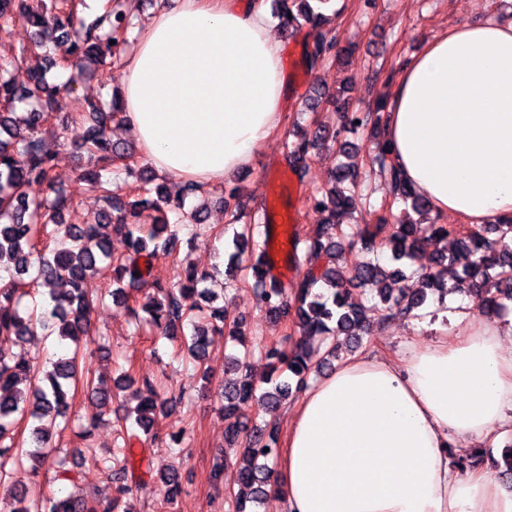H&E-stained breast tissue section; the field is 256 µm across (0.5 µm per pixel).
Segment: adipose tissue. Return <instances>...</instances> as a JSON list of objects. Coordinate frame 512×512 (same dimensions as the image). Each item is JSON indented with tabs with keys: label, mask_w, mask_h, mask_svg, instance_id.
<instances>
[{
	"label": "adipose tissue",
	"mask_w": 512,
	"mask_h": 512,
	"mask_svg": "<svg viewBox=\"0 0 512 512\" xmlns=\"http://www.w3.org/2000/svg\"><path fill=\"white\" fill-rule=\"evenodd\" d=\"M264 0H159L131 48L125 125L159 173L217 185L281 133L288 96ZM390 161L436 215L512 219V21L447 30L402 70ZM400 355L362 352L288 408L272 493L285 512H512V488L451 444L512 426V316L467 309Z\"/></svg>",
	"instance_id": "adipose-tissue-1"
}]
</instances>
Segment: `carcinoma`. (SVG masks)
I'll use <instances>...</instances> for the list:
<instances>
[{"label":"carcinoma","mask_w":512,"mask_h":512,"mask_svg":"<svg viewBox=\"0 0 512 512\" xmlns=\"http://www.w3.org/2000/svg\"><path fill=\"white\" fill-rule=\"evenodd\" d=\"M0 0V22L19 24L34 29V45L40 48L47 66L30 74L28 85H20L15 71L22 65L27 49L0 52V500L9 498V512H123L121 497L106 500L92 496H46L29 488L18 489L10 484L12 471L31 463L33 471L45 467L61 468L65 458L52 456L50 430L65 433L76 426L86 425L82 432L89 438V429L105 421L108 408L134 385L129 371H122L113 385L104 383L92 368L97 331L86 318L89 299L84 284L95 275L109 280L106 295L113 304L131 311L134 316L144 313L141 320L170 340L183 335L178 353H186L201 367L202 377L209 370L210 345L215 335H242L243 321L234 320L224 328V307H213L204 313L200 301L208 300L210 290L201 287L207 275L185 267L184 278L163 285L150 280L152 259L158 249L174 250L177 225L170 222L171 201L156 176L144 166L123 165L125 173L134 178L124 191L112 178L100 170L82 171L77 183L85 192L99 195L106 208L90 224L62 223L65 210L76 203L77 192L67 189L55 172L54 156L44 145L43 134L58 111L60 101L74 90V84L85 78L91 66L119 55L129 44L131 28L129 0H107L104 11L88 23L78 11L76 0ZM330 0H271L272 11L284 26L296 30L303 25L318 31L307 50L311 66L332 61L341 53L336 32L328 25L323 12ZM115 44H110V41ZM68 45L64 55L54 48ZM69 73L68 80L59 83L48 77L50 71ZM25 112L18 113L20 105ZM384 101H377L368 112H346L343 124L353 129L368 128L378 140V152L373 162L389 176L395 197L411 202L418 215H429L427 201L406 185L398 172L388 164L389 146L385 122L380 112ZM121 98L98 101L75 113L71 120L86 125V136L80 146L90 160L108 163L134 157V150L112 141L110 125L123 122ZM286 144L289 164L302 174L307 162L324 147L327 135L294 134ZM338 179L349 183V193L335 189L314 194L310 199L313 210L324 215L316 237L304 241L307 251L324 259L319 273L306 272L288 286L267 276L265 258L268 240L258 248H250L249 237L239 235L233 242L234 251L227 253V272L234 276L240 268L249 271L254 285L261 290L268 312L291 317L297 333L303 336H323L332 344L321 357H316L300 339L291 348L279 343L262 347L269 376L255 381L248 373L246 360L232 361L234 377L224 384L221 398L224 405V438L229 447L240 455L238 475L248 489L247 495L236 498L235 512H250L247 504L257 505L267 495V486L278 456V426L268 422L258 432H248L240 420L239 405L256 402L270 411L289 396L308 386V375L315 367L330 362L336 356L339 340L352 339L365 333L376 323L391 315L409 316L421 308L427 294L440 297L448 294L447 258L435 261V267L421 274L422 288L407 292L398 287L405 276L403 262L412 258L426 235L446 236L448 227L428 222L423 224L405 215L393 225L385 241L367 228L350 235L348 248L366 252L386 249L390 252L388 268L368 262L350 267L345 247L336 241L340 235V219L354 207V192L359 180V167L350 162L339 167ZM156 212L152 222L141 223L142 210ZM121 231L127 253L115 258L110 247L109 229ZM512 223L475 227L459 239L466 259L459 278L458 291L467 294L485 312H495L503 301L512 302V247L507 241ZM49 288V294L38 299L37 285ZM368 288L379 297L370 305L358 301L347 285ZM145 285L152 289L148 301L136 309L130 304L126 288ZM192 326V334L184 328ZM55 335L71 344L69 353L46 364L18 359L8 344L24 342L38 334ZM86 402L83 412L73 413L78 393ZM137 405L123 420L133 421L144 435L154 440V427L165 416L167 405L176 406L185 399L183 392L163 395L151 383L146 393L136 389ZM29 426L28 435L19 437L16 428ZM121 443L102 455L94 454L90 444L73 450L80 464L92 463L113 480L122 482L120 492L130 490L132 478L128 461L136 434L127 435L119 427ZM164 507L173 508L183 492L176 472L158 475Z\"/></svg>","instance_id":"cac0c4a2"}]
</instances>
